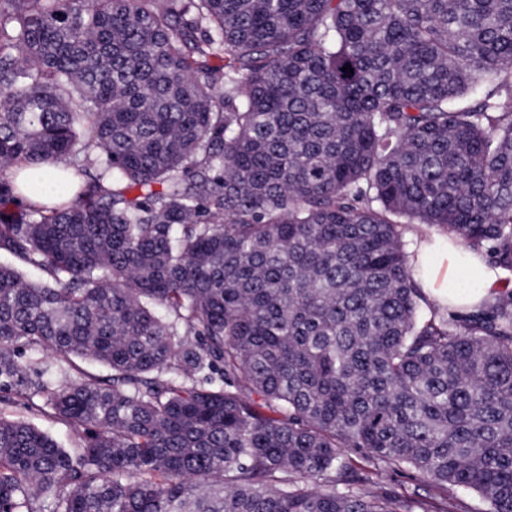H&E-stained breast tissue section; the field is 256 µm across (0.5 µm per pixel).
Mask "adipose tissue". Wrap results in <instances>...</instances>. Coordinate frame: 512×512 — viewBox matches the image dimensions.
Instances as JSON below:
<instances>
[{
    "label": "adipose tissue",
    "instance_id": "adipose-tissue-1",
    "mask_svg": "<svg viewBox=\"0 0 512 512\" xmlns=\"http://www.w3.org/2000/svg\"><path fill=\"white\" fill-rule=\"evenodd\" d=\"M411 264L414 278L441 309L468 312L496 295L495 270L482 254L469 250L455 237L422 241Z\"/></svg>",
    "mask_w": 512,
    "mask_h": 512
}]
</instances>
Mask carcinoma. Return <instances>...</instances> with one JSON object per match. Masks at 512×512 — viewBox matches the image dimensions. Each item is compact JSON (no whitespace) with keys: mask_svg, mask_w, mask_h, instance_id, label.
<instances>
[{"mask_svg":"<svg viewBox=\"0 0 512 512\" xmlns=\"http://www.w3.org/2000/svg\"><path fill=\"white\" fill-rule=\"evenodd\" d=\"M409 224L512 268V0H0V391L78 437L0 416V512H512V290ZM422 235L409 231L404 236L405 249L413 254L417 242L422 237L436 236L421 242L419 253L412 259L414 278L420 283L430 300L442 310L454 309L469 312L472 309L491 301L495 295L492 288L497 281L496 271L501 274L500 284L504 286L511 280L512 271L503 269L494 264L495 259L486 251L474 252L462 245L455 237L436 227H422ZM444 235H448L444 236ZM431 251L437 252L433 265L426 263V255ZM493 267V268H491ZM467 279L474 285L473 291L468 292L460 286L462 279ZM23 361L30 369L31 373L45 372L44 378H53L59 380L62 375L59 372V367L54 359L51 351L46 349L25 350L23 353Z\"/></svg>","mask_w":512,"mask_h":512,"instance_id":"1","label":"carcinoma"}]
</instances>
